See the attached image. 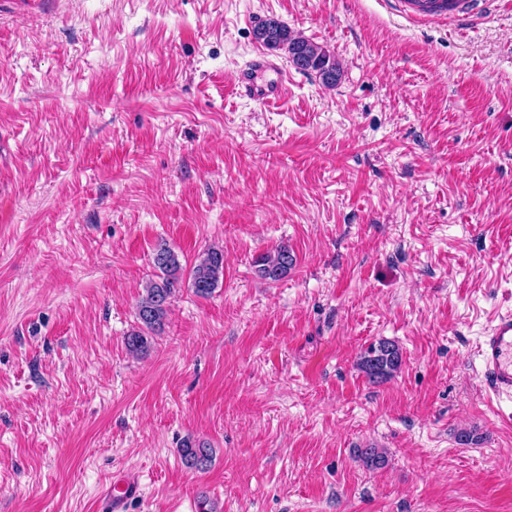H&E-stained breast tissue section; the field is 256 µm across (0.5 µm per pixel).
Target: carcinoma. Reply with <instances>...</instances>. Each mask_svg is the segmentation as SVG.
<instances>
[{
	"instance_id": "cac0c4a2",
	"label": "carcinoma",
	"mask_w": 512,
	"mask_h": 512,
	"mask_svg": "<svg viewBox=\"0 0 512 512\" xmlns=\"http://www.w3.org/2000/svg\"><path fill=\"white\" fill-rule=\"evenodd\" d=\"M254 35L270 50L288 54L297 68L314 72L327 87H333L340 78L339 63L330 51L294 34L287 25L268 19L255 28ZM157 274L146 283L137 306L140 326L125 337L127 350L133 355L148 352L152 337L162 331L172 298L182 281L183 266L178 254L165 244L157 247L154 254ZM258 275L269 281H278L296 266V256L286 246L260 256L256 261ZM224 275V252L212 247L194 263L189 281L195 295L207 298L218 287ZM402 351L398 345L382 340L371 346L363 355L360 367L371 381L391 377L402 365ZM180 455L184 465L193 470L206 469L213 460V449L204 442L183 443Z\"/></svg>"
}]
</instances>
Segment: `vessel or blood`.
I'll list each match as a JSON object with an SVG mask.
<instances>
[{
	"mask_svg": "<svg viewBox=\"0 0 512 512\" xmlns=\"http://www.w3.org/2000/svg\"><path fill=\"white\" fill-rule=\"evenodd\" d=\"M470 0H397V8L408 20L462 21L470 17ZM288 81L287 70H280L276 83H257L242 76L238 87L244 95L263 104L276 102ZM483 375L490 390L497 395H512V312L501 314L484 336L479 349ZM140 487L135 480L119 478L111 482L103 496L106 512H123L128 500L137 497Z\"/></svg>",
	"mask_w": 512,
	"mask_h": 512,
	"instance_id": "b4317fda",
	"label": "vessel or blood"
}]
</instances>
